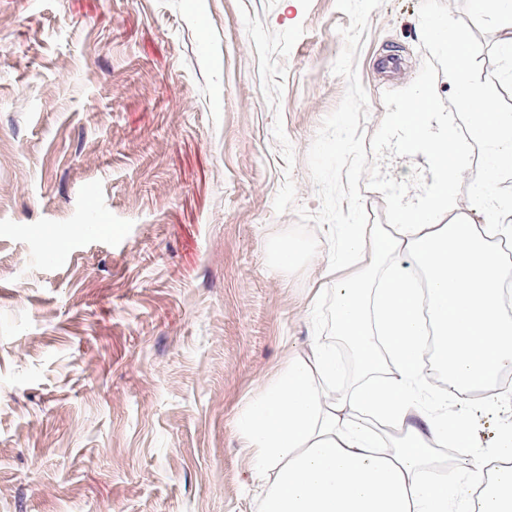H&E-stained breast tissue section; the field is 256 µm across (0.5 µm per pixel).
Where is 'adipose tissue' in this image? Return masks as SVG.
<instances>
[{"instance_id":"obj_1","label":"adipose tissue","mask_w":512,"mask_h":512,"mask_svg":"<svg viewBox=\"0 0 512 512\" xmlns=\"http://www.w3.org/2000/svg\"><path fill=\"white\" fill-rule=\"evenodd\" d=\"M448 65L457 119L432 111L425 90L394 116L399 148L422 155L435 175L424 204L391 224H347L318 284L336 291V334L354 352L358 378L332 394L340 372L334 349L311 345L237 419L266 481L261 512H512V426L482 444L465 404L512 370V317L503 309V265L494 244L512 238V199L499 195L512 173V112L498 108L470 74L452 26L428 22ZM478 157L464 161L457 128ZM468 176L474 224L452 214ZM446 377L444 387L430 370ZM399 436L381 447L376 428ZM456 448L453 463L437 454ZM482 469L472 472L471 461Z\"/></svg>"}]
</instances>
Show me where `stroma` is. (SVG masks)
Segmentation results:
<instances>
[{
	"label": "stroma",
	"mask_w": 512,
	"mask_h": 512,
	"mask_svg": "<svg viewBox=\"0 0 512 512\" xmlns=\"http://www.w3.org/2000/svg\"><path fill=\"white\" fill-rule=\"evenodd\" d=\"M487 52L500 30L446 0ZM383 0L357 59L373 136L424 59ZM335 0H0V512H260L236 419L332 289L269 269L317 213L307 153L346 82Z\"/></svg>",
	"instance_id": "35a3bbf8"
}]
</instances>
